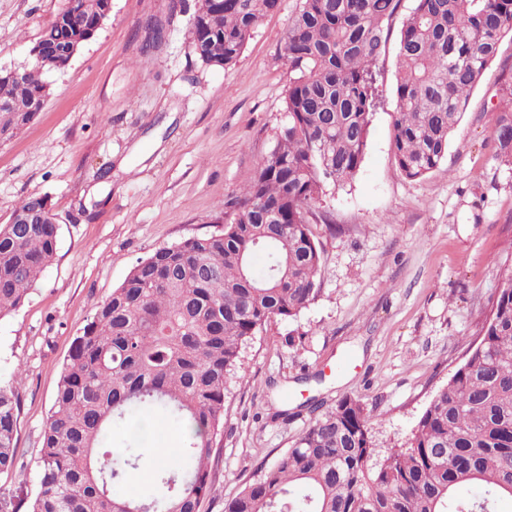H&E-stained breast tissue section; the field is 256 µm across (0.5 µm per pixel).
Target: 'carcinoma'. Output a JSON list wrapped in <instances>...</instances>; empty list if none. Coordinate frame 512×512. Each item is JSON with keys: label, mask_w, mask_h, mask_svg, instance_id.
I'll return each instance as SVG.
<instances>
[{"label": "carcinoma", "mask_w": 512, "mask_h": 512, "mask_svg": "<svg viewBox=\"0 0 512 512\" xmlns=\"http://www.w3.org/2000/svg\"><path fill=\"white\" fill-rule=\"evenodd\" d=\"M401 0H300L285 38L296 78L284 97L288 123L252 182L224 202L239 215L221 231L162 247L138 262L77 336L63 366L37 461L29 512H199L213 481L208 462L224 428V389L241 350L266 325L298 317L317 297L322 268L309 216L326 192L358 174L380 103L377 63ZM278 0H196L189 40L205 65L236 63ZM94 28L101 0H83ZM512 36V0H414L397 36L399 67L391 152L408 179L447 157L469 96ZM65 12L41 39L61 48L32 59L23 81L0 74V141L49 95L44 76L80 48ZM491 137L494 159L512 168V68ZM0 224V315L19 307L52 263L57 225L46 199L20 202ZM264 264L256 267L258 256ZM481 337L433 396L407 446L375 460L363 404L352 397L320 412L225 512H497L512 499V268L502 272ZM173 419L182 446L154 470L143 499L112 491L146 456L134 437L112 446L113 425L152 414ZM20 401L0 383V473L17 456ZM479 485L480 496L462 494Z\"/></svg>", "instance_id": "carcinoma-1"}]
</instances>
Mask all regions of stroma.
Listing matches in <instances>:
<instances>
[{
  "mask_svg": "<svg viewBox=\"0 0 512 512\" xmlns=\"http://www.w3.org/2000/svg\"><path fill=\"white\" fill-rule=\"evenodd\" d=\"M65 0H0V65L24 67ZM299 0H279L235 65L203 64L191 13L172 0H112V11L16 137L0 142V224L45 198L56 253L25 302L0 317V381L21 371L18 454L0 498L28 512L42 433L72 342L141 260L219 232L223 203L253 179L287 123L295 73L284 36ZM168 22L142 61L147 21ZM512 41L470 95L448 155L411 180L391 158L397 49L379 62L387 101L372 118L357 176L323 196L311 228L322 248L320 292L293 320L243 349L225 389L224 429L200 512H224L291 448L312 404L359 399L379 451L405 444L434 394L466 359L512 265V170L492 158V110Z\"/></svg>",
  "mask_w": 512,
  "mask_h": 512,
  "instance_id": "1",
  "label": "stroma"
}]
</instances>
